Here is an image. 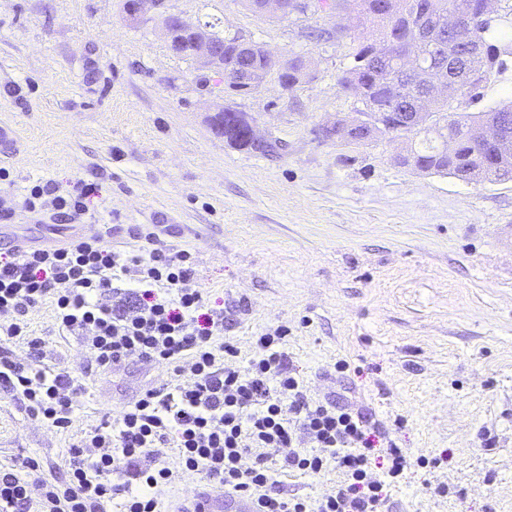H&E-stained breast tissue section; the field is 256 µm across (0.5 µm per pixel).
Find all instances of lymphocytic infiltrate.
I'll return each mask as SVG.
<instances>
[{"label": "lymphocytic infiltrate", "instance_id": "f902f5d3", "mask_svg": "<svg viewBox=\"0 0 512 512\" xmlns=\"http://www.w3.org/2000/svg\"><path fill=\"white\" fill-rule=\"evenodd\" d=\"M97 191L87 183L65 197L40 183L25 205L52 204L72 222ZM126 233L125 250L105 234L0 253V310L14 314L0 325V390L30 417L71 427L85 387L79 377L44 367L46 341L28 322L29 312L47 302L58 334L80 336L97 368L135 356L177 375L191 372L193 382L149 388L116 419L85 432L70 450L65 477L39 476L32 458L0 466V512H161L156 490L173 477L164 461L168 447L183 470L251 497L257 512H383L387 486L411 468L402 448L388 442L382 478L369 477L378 425L308 398L283 349L287 327L259 334L262 354L243 369L226 367L225 356L238 350L223 339V310L207 307L195 286L190 246L134 225ZM122 274L132 278L125 289L116 284ZM10 342L27 345L30 363L9 355ZM299 435L310 447L293 448ZM87 448L96 456H84ZM331 465L343 481L320 498L280 488L282 477L316 475Z\"/></svg>", "mask_w": 512, "mask_h": 512}]
</instances>
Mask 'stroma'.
I'll return each instance as SVG.
<instances>
[{
	"label": "stroma",
	"mask_w": 512,
	"mask_h": 512,
	"mask_svg": "<svg viewBox=\"0 0 512 512\" xmlns=\"http://www.w3.org/2000/svg\"><path fill=\"white\" fill-rule=\"evenodd\" d=\"M185 21L304 57L311 76L283 88L270 74L238 94L222 75L171 51L151 15L129 21L123 0H0V234L53 246L82 224H168L194 246L196 280L224 311L238 357L256 334L287 326L285 350L310 398L372 414L411 459L387 512H512V181L467 183L399 166L400 137L367 146L321 136L358 107L338 78L351 67L345 13L285 18L244 0H169ZM325 33L310 38L311 30ZM224 100L257 121L274 153L238 150L216 132ZM512 100V59L458 112ZM95 182L82 224L25 207L28 188ZM28 320L55 370L83 377L70 430L29 417L0 391V465L31 457L63 477L72 444L116 416L168 367L130 358L106 372L76 336L53 331L43 304ZM347 360L350 371L336 370Z\"/></svg>",
	"instance_id": "obj_1"
}]
</instances>
